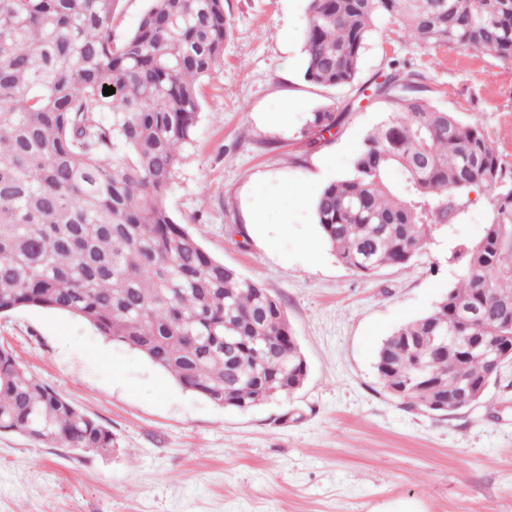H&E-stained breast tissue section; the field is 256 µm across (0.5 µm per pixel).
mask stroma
<instances>
[{"label":"stroma","instance_id":"stroma-1","mask_svg":"<svg viewBox=\"0 0 512 512\" xmlns=\"http://www.w3.org/2000/svg\"><path fill=\"white\" fill-rule=\"evenodd\" d=\"M307 0H224V64L167 203L215 258L280 298L308 367L303 386L248 410L184 390L143 355L51 310L0 317V343L108 427L110 454L78 455L0 433V512H512V363L483 400L445 416L409 410L379 384L386 336L428 312L459 271L460 243L491 219L469 193L409 267L360 277L322 239L314 200L346 175L392 105L371 97L390 59L430 103L480 123L512 170V67L454 47L371 34L354 89L304 77ZM343 119L311 145V112Z\"/></svg>","mask_w":512,"mask_h":512}]
</instances>
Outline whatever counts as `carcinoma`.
I'll use <instances>...</instances> for the list:
<instances>
[{
  "instance_id": "obj_1",
  "label": "carcinoma",
  "mask_w": 512,
  "mask_h": 512,
  "mask_svg": "<svg viewBox=\"0 0 512 512\" xmlns=\"http://www.w3.org/2000/svg\"><path fill=\"white\" fill-rule=\"evenodd\" d=\"M121 2L0 0V315L81 318L216 405L286 396L306 368L282 302L208 253L167 205L200 120L199 84L224 62V0H149L119 39ZM383 20L416 46L512 63V0H308L305 79L355 84ZM388 66L375 96L392 82L417 88L419 74ZM341 119L318 110L307 129L329 133ZM476 189L492 192L491 221L452 252L460 273L446 294L388 336L375 362L385 391L435 415L474 406L496 381L484 348L512 361V176L479 123L409 91L314 203L336 259L369 277L410 266ZM465 335L480 338L477 350L448 341ZM2 432L84 453L117 447L0 345Z\"/></svg>"
}]
</instances>
